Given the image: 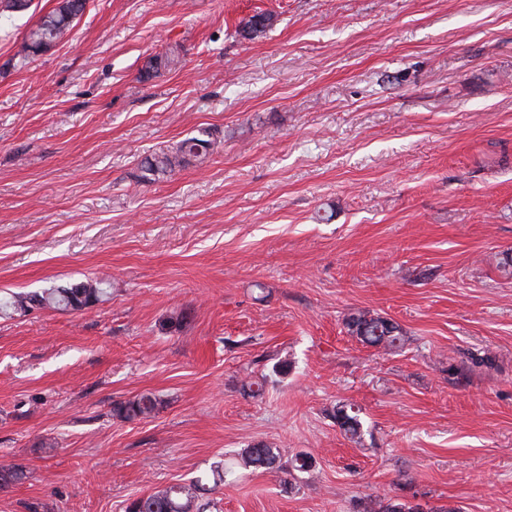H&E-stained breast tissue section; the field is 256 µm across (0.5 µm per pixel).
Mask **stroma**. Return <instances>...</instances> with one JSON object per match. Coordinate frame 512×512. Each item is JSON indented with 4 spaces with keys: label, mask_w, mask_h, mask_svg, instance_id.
<instances>
[{
    "label": "stroma",
    "mask_w": 512,
    "mask_h": 512,
    "mask_svg": "<svg viewBox=\"0 0 512 512\" xmlns=\"http://www.w3.org/2000/svg\"><path fill=\"white\" fill-rule=\"evenodd\" d=\"M56 3L0 15V294L112 295L0 317V512H124L258 442L311 472L236 470L218 512H512V0H88L22 59ZM87 0H64V5L57 6L42 15L37 23L29 29L21 46L24 58L36 56L47 51L63 40L71 31L75 20L85 11ZM272 18H275L274 15L267 13L252 15L243 24V36L248 37L249 39H255L265 34L266 31L271 29L276 24V18L273 21ZM206 130L198 135L187 137L167 150L155 152L146 159L142 169L148 175L172 174L180 169L190 158H205L213 154L221 145V141L212 138ZM206 137V138H205ZM103 278H90L66 286H53L36 292L12 293L0 298V317H10L14 313H26L33 309H53L59 311H83L110 295ZM348 332L360 342L389 351L401 350L407 339L400 325L393 320L370 311H361L346 319ZM159 404L154 396L145 394L135 400L120 403L114 408V411L120 418L133 420L153 414L158 409ZM358 412L352 406L340 405L336 407L334 413L336 424L345 436L353 442H359L363 435V423Z\"/></svg>",
    "instance_id": "stroma-1"
}]
</instances>
